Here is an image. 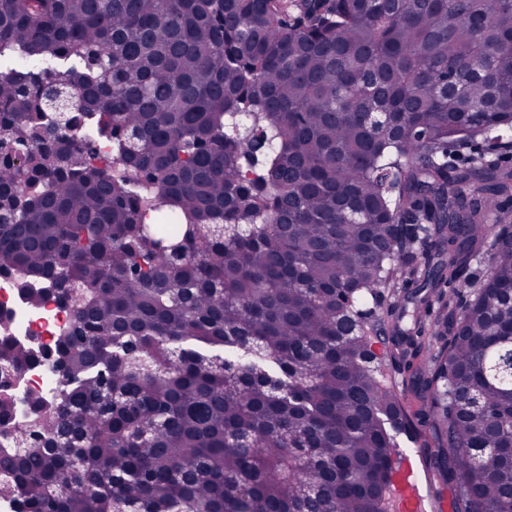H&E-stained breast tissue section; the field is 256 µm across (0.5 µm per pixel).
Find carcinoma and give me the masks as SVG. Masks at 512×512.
I'll use <instances>...</instances> for the list:
<instances>
[{
	"mask_svg": "<svg viewBox=\"0 0 512 512\" xmlns=\"http://www.w3.org/2000/svg\"><path fill=\"white\" fill-rule=\"evenodd\" d=\"M0 60V275L72 313L0 316L9 512H383L396 431L512 512V170L450 162L512 138V0H0ZM17 274L0 278V308L12 311L13 335L21 341L50 345L71 318L68 310L59 309L53 301L41 308H30L17 292ZM373 345L375 346V353L377 354V359L374 363L376 369L389 384L393 385L398 390L404 391L405 374L402 369H400L398 363L391 358L390 353H386V349L381 343ZM28 387L43 390L47 394L56 391V384L52 377L47 372L39 370H27L23 373L17 386L19 395H23Z\"/></svg>",
	"mask_w": 512,
	"mask_h": 512,
	"instance_id": "obj_1",
	"label": "carcinoma"
}]
</instances>
